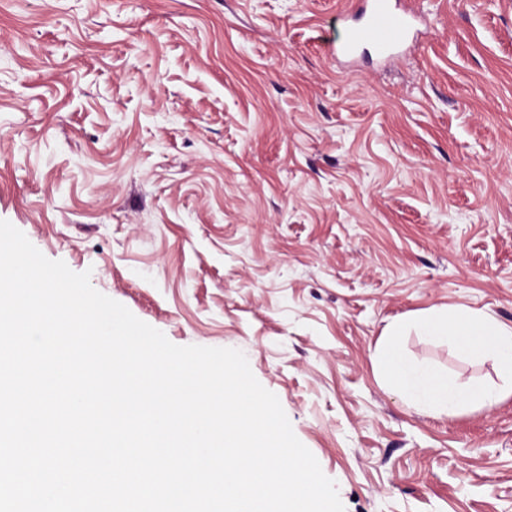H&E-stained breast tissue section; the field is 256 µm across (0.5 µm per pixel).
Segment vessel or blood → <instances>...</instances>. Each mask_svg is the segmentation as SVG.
Returning <instances> with one entry per match:
<instances>
[{"mask_svg":"<svg viewBox=\"0 0 512 512\" xmlns=\"http://www.w3.org/2000/svg\"><path fill=\"white\" fill-rule=\"evenodd\" d=\"M411 40V21L407 15L393 11L388 0H373L363 23L346 25L336 40L337 54L350 56L365 45L387 58Z\"/></svg>","mask_w":512,"mask_h":512,"instance_id":"1","label":"vessel or blood"}]
</instances>
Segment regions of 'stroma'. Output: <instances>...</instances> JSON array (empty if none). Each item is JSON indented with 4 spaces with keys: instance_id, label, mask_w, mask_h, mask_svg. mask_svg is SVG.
I'll use <instances>...</instances> for the list:
<instances>
[{
    "instance_id": "1",
    "label": "stroma",
    "mask_w": 512,
    "mask_h": 512,
    "mask_svg": "<svg viewBox=\"0 0 512 512\" xmlns=\"http://www.w3.org/2000/svg\"><path fill=\"white\" fill-rule=\"evenodd\" d=\"M0 0V220L177 345L241 350L346 512H512V395L416 320L512 326V0ZM402 357L505 388L447 415ZM372 2L368 14L366 10L362 13L366 17L363 23L344 26L336 39V54L352 56L362 46L371 45L378 54L393 58L413 41L411 21L406 14L393 11L386 0Z\"/></svg>"
}]
</instances>
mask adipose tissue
I'll use <instances>...</instances> for the list:
<instances>
[{
    "mask_svg": "<svg viewBox=\"0 0 512 512\" xmlns=\"http://www.w3.org/2000/svg\"><path fill=\"white\" fill-rule=\"evenodd\" d=\"M428 336H444L466 352L495 360L512 377V326L492 316L456 306L433 313L418 325ZM392 381L413 403L451 414L466 404H485L501 397V390L488 386H464L449 381L446 374L395 359L390 363Z\"/></svg>",
    "mask_w": 512,
    "mask_h": 512,
    "instance_id": "ef3b65f1",
    "label": "adipose tissue"
}]
</instances>
